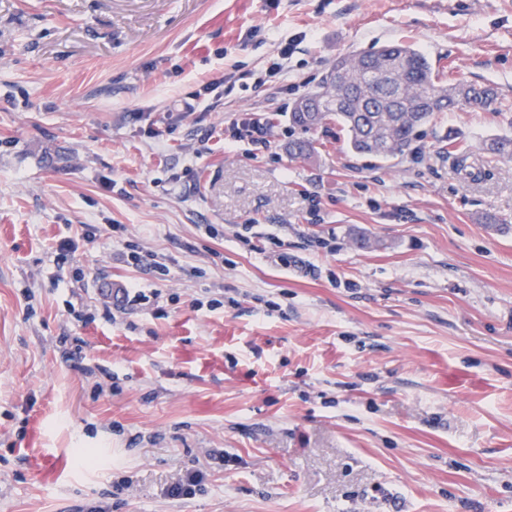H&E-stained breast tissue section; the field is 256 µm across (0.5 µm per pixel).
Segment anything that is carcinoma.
<instances>
[{
  "mask_svg": "<svg viewBox=\"0 0 512 512\" xmlns=\"http://www.w3.org/2000/svg\"><path fill=\"white\" fill-rule=\"evenodd\" d=\"M497 98L495 87L453 81L420 50L394 43L336 59L290 116L307 130L334 119L349 150L389 158L413 154L418 133L434 114L486 108ZM488 150L512 158V137L492 140Z\"/></svg>",
  "mask_w": 512,
  "mask_h": 512,
  "instance_id": "1",
  "label": "carcinoma"
}]
</instances>
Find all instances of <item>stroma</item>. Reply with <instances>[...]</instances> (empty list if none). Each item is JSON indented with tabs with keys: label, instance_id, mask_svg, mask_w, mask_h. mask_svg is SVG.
<instances>
[{
	"label": "stroma",
	"instance_id": "stroma-1",
	"mask_svg": "<svg viewBox=\"0 0 512 512\" xmlns=\"http://www.w3.org/2000/svg\"><path fill=\"white\" fill-rule=\"evenodd\" d=\"M398 41L497 101L388 161L292 125ZM253 112L269 147L225 148ZM500 135L512 0H0V512H512ZM302 41V35L289 37L287 40H278L276 43L277 62L273 63L270 68L269 74L271 77H281L288 73V60L297 52ZM161 260H163V258L152 252L143 254L141 251L131 250L126 254V261L128 264L132 265V267L143 270L153 268L154 271L158 272L160 275L167 276L169 269Z\"/></svg>",
	"mask_w": 512,
	"mask_h": 512
}]
</instances>
